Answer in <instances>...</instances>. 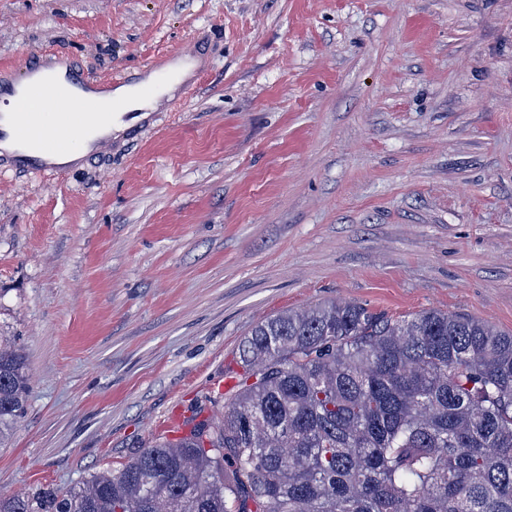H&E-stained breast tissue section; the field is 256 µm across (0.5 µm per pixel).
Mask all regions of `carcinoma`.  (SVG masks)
I'll list each match as a JSON object with an SVG mask.
<instances>
[{"label": "carcinoma", "mask_w": 512, "mask_h": 512, "mask_svg": "<svg viewBox=\"0 0 512 512\" xmlns=\"http://www.w3.org/2000/svg\"><path fill=\"white\" fill-rule=\"evenodd\" d=\"M240 358L222 418L0 512H512V333L340 301L268 318ZM27 390L1 341L0 447Z\"/></svg>", "instance_id": "cac0c4a2"}]
</instances>
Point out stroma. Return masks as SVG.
Returning <instances> with one entry per match:
<instances>
[{"mask_svg":"<svg viewBox=\"0 0 512 512\" xmlns=\"http://www.w3.org/2000/svg\"><path fill=\"white\" fill-rule=\"evenodd\" d=\"M196 92L50 181L0 171V495L62 494L220 415L258 323L338 300L512 332V0H0V66ZM28 382L18 351L5 340L0 342V447L11 436L24 413Z\"/></svg>","mask_w":512,"mask_h":512,"instance_id":"obj_1","label":"stroma"}]
</instances>
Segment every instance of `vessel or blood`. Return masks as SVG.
<instances>
[{"label":"vessel or blood","mask_w":512,"mask_h":512,"mask_svg":"<svg viewBox=\"0 0 512 512\" xmlns=\"http://www.w3.org/2000/svg\"><path fill=\"white\" fill-rule=\"evenodd\" d=\"M152 70L153 79L139 85L133 100H107L104 92L125 84L126 75L102 81L70 65L58 76L43 73L37 61L26 62L18 78L0 81V95L7 97V108L0 111V142L14 146L0 165L58 177L68 172V159L87 130L104 133L118 120L134 133L151 129L155 116L149 107L175 77L158 60Z\"/></svg>","instance_id":"obj_1"}]
</instances>
